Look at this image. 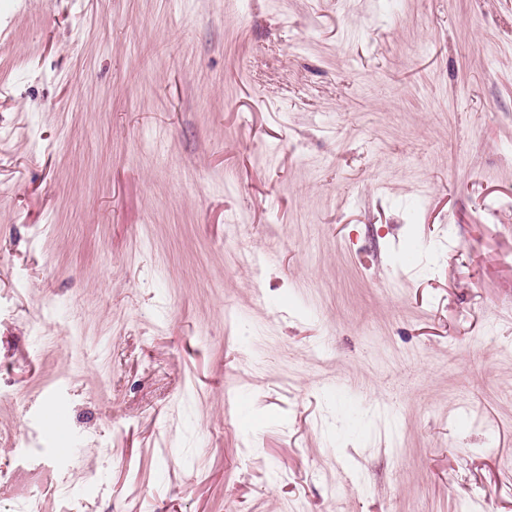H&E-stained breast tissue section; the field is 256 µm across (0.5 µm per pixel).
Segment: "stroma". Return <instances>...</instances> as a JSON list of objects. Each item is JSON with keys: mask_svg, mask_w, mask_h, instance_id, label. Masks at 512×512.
<instances>
[{"mask_svg": "<svg viewBox=\"0 0 512 512\" xmlns=\"http://www.w3.org/2000/svg\"><path fill=\"white\" fill-rule=\"evenodd\" d=\"M30 498L512 512V0H0Z\"/></svg>", "mask_w": 512, "mask_h": 512, "instance_id": "35a3bbf8", "label": "stroma"}]
</instances>
